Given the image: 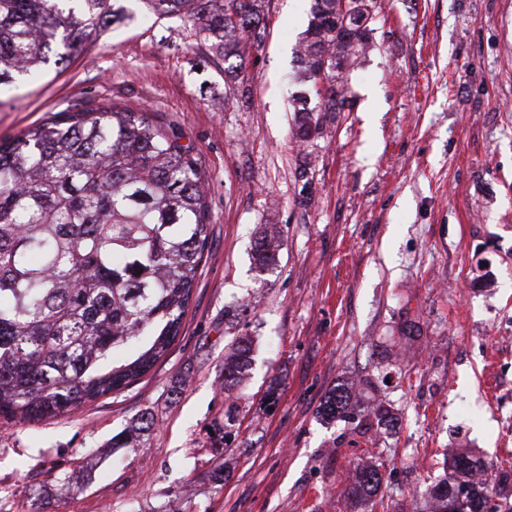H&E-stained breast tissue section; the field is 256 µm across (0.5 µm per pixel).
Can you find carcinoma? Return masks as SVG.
<instances>
[{"label": "carcinoma", "instance_id": "1", "mask_svg": "<svg viewBox=\"0 0 512 512\" xmlns=\"http://www.w3.org/2000/svg\"><path fill=\"white\" fill-rule=\"evenodd\" d=\"M0 0V86L33 75L52 46L86 47L111 22L109 0ZM185 19L224 57L260 46L261 0H147ZM342 0H313L297 54L308 89L295 98L294 135L304 142L324 113L351 104L348 73L369 34L336 29ZM327 57L326 76L318 61ZM327 83L319 95V83ZM206 176L178 135L146 111L114 105L59 113L0 143V414L21 422L56 417L129 386L177 338L209 237ZM259 271L275 263L273 237L254 244ZM250 344L224 359V390L243 381ZM349 396L336 389L323 414ZM466 456L446 464L429 512H485L490 483ZM381 482L369 468L349 497Z\"/></svg>", "mask_w": 512, "mask_h": 512}]
</instances>
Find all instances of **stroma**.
Returning <instances> with one entry per match:
<instances>
[{"instance_id":"1","label":"stroma","mask_w":512,"mask_h":512,"mask_svg":"<svg viewBox=\"0 0 512 512\" xmlns=\"http://www.w3.org/2000/svg\"><path fill=\"white\" fill-rule=\"evenodd\" d=\"M110 2L122 22L66 66L0 88V142L58 112L147 110L206 175L209 242L148 374L72 414L0 415V512H353L345 476L367 466L373 512H413L458 453L490 467V512H512V0H381L351 111L302 143L311 0H264L235 70L190 23ZM338 387L364 413L325 419ZM254 258L259 271H264L275 263L273 237L264 231L254 244ZM250 344L245 338L239 339L231 353L224 359V390L232 391L240 385L248 367Z\"/></svg>"}]
</instances>
